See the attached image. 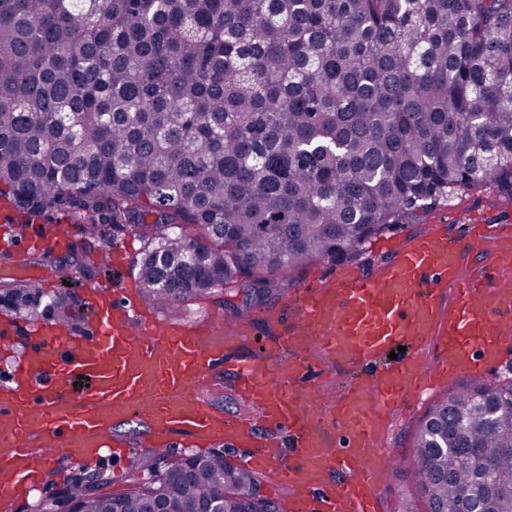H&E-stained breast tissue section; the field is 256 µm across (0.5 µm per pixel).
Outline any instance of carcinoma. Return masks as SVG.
Returning <instances> with one entry per match:
<instances>
[{
	"label": "carcinoma",
	"mask_w": 512,
	"mask_h": 512,
	"mask_svg": "<svg viewBox=\"0 0 512 512\" xmlns=\"http://www.w3.org/2000/svg\"><path fill=\"white\" fill-rule=\"evenodd\" d=\"M483 184L512 199V0H0V196L136 232L139 293L175 313L240 287L231 323ZM0 307L72 331L85 304L12 279ZM413 448L431 512H512V380L449 390ZM152 458L41 512H279L220 451Z\"/></svg>",
	"instance_id": "cac0c4a2"
}]
</instances>
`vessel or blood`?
Listing matches in <instances>:
<instances>
[{"instance_id": "b4317fda", "label": "vessel or blood", "mask_w": 512, "mask_h": 512, "mask_svg": "<svg viewBox=\"0 0 512 512\" xmlns=\"http://www.w3.org/2000/svg\"><path fill=\"white\" fill-rule=\"evenodd\" d=\"M383 249L386 260L371 270L354 267L301 290L294 322L277 341L289 362L234 364L235 391L254 410L248 419L226 416L204 397L230 346L251 336L244 325L159 322L120 288L89 304L90 335L43 326L0 377V505L39 486L57 456L81 465L121 454L109 434L135 421L165 449L182 432L247 448L244 467L292 487L290 512H381L378 484L392 455L380 447L377 420L477 376L512 344V293L497 287L512 271V225L490 236L485 225L469 224L454 243L440 224ZM472 254L482 265L462 274ZM306 338L352 371L330 405L343 431L336 448L321 435L320 387L296 394L312 375L300 347ZM266 433L287 437L290 457L272 454Z\"/></svg>"}]
</instances>
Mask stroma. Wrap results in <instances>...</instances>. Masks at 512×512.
Here are the masks:
<instances>
[{
  "mask_svg": "<svg viewBox=\"0 0 512 512\" xmlns=\"http://www.w3.org/2000/svg\"><path fill=\"white\" fill-rule=\"evenodd\" d=\"M505 216L512 217V203L499 198L493 186L483 184L458 192L448 200L438 201L429 205L427 209L417 211L407 223L389 231L388 236L390 239L400 240L409 235L424 234L432 225L444 224L448 227L449 237L455 239L463 233L465 223L471 219L494 222ZM43 224L49 232L67 235L70 242L69 249L53 250V257L65 258L72 250L88 252L95 257L111 252L120 257L117 267L111 268L94 281L82 283L81 287L77 288L76 295L79 300H92L94 291L98 288L114 286L120 282L137 284L144 242L134 232L113 230L107 239L92 238L84 235L81 224L73 222L71 216L56 210L46 212ZM339 268V263L325 259L291 269V285L287 295L253 306L245 316L244 321L252 328L254 338L234 349V357L264 361L266 346L275 342L280 333L278 326L268 322L267 312L291 303L301 289L313 280H332ZM428 409L429 406L425 403L399 409V424L388 428L386 432V449L402 455L404 462L399 468L386 473L378 489L382 512H429L428 502L419 491L410 464L414 456L413 438L421 418ZM113 435L123 440L130 448L131 453L128 457L121 460H105L94 467L71 466L66 459H58L57 472L49 473L40 489L31 491L19 499L11 512H38V507L43 501L54 499L67 481L74 478L98 477L109 481L112 490L121 491L127 487L126 478L129 474H147L153 441L145 428L133 424L124 425L116 428Z\"/></svg>",
  "mask_w": 512,
  "mask_h": 512,
  "instance_id": "1",
  "label": "stroma"
}]
</instances>
